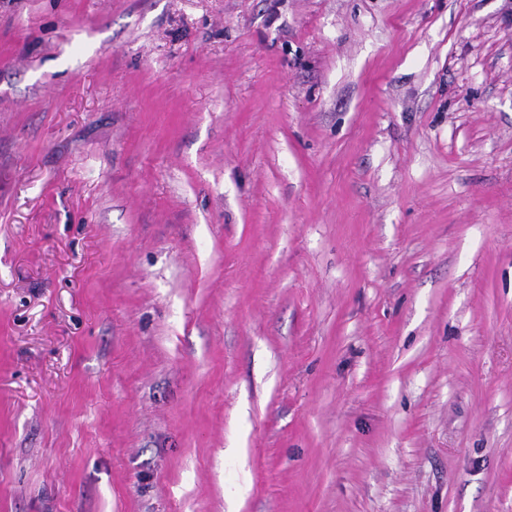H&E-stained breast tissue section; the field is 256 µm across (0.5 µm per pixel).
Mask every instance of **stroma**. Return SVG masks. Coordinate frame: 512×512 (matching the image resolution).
Returning a JSON list of instances; mask_svg holds the SVG:
<instances>
[{
	"mask_svg": "<svg viewBox=\"0 0 512 512\" xmlns=\"http://www.w3.org/2000/svg\"><path fill=\"white\" fill-rule=\"evenodd\" d=\"M0 512H512V0H0Z\"/></svg>",
	"mask_w": 512,
	"mask_h": 512,
	"instance_id": "1",
	"label": "stroma"
}]
</instances>
